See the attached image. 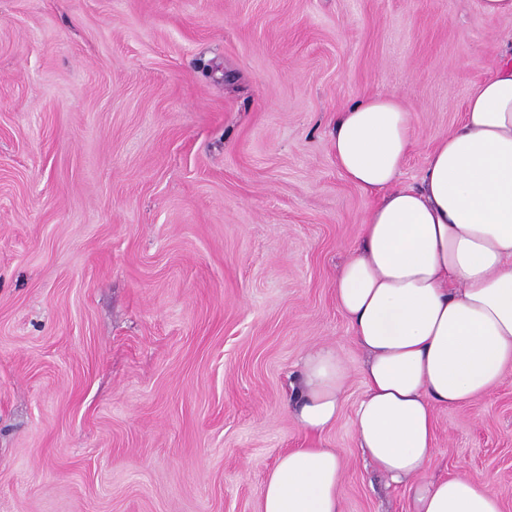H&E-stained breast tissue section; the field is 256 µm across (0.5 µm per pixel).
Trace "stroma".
Returning a JSON list of instances; mask_svg holds the SVG:
<instances>
[{
  "label": "stroma",
  "mask_w": 512,
  "mask_h": 512,
  "mask_svg": "<svg viewBox=\"0 0 512 512\" xmlns=\"http://www.w3.org/2000/svg\"><path fill=\"white\" fill-rule=\"evenodd\" d=\"M510 33L481 0H0V512H258L313 445L343 512H412L353 428L336 273L375 198L331 137L398 95L415 185ZM317 346L349 378L314 439L291 384ZM434 425L425 480L512 512V369Z\"/></svg>",
  "instance_id": "stroma-1"
}]
</instances>
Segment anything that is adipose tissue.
Returning a JSON list of instances; mask_svg holds the SVG:
<instances>
[{
    "label": "adipose tissue",
    "mask_w": 512,
    "mask_h": 512,
    "mask_svg": "<svg viewBox=\"0 0 512 512\" xmlns=\"http://www.w3.org/2000/svg\"><path fill=\"white\" fill-rule=\"evenodd\" d=\"M415 140L410 109L377 93L349 105L332 149L347 181L377 195L336 276V303L366 350L359 446L415 512H502L489 482H421L435 454L433 407L467 405L512 367V50L470 93L461 124L431 149L416 187L398 183ZM348 380L329 347L309 350L294 418L322 435ZM331 448H292L267 474L259 512H343Z\"/></svg>",
    "instance_id": "ef3b65f1"
}]
</instances>
